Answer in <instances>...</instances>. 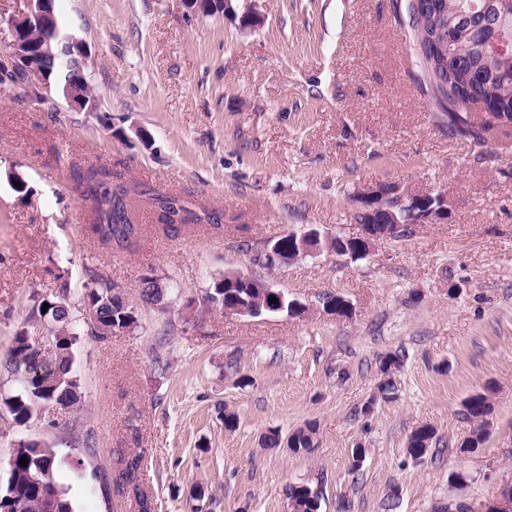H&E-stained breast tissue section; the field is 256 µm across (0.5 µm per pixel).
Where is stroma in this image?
Wrapping results in <instances>:
<instances>
[{
  "instance_id": "obj_1",
  "label": "stroma",
  "mask_w": 512,
  "mask_h": 512,
  "mask_svg": "<svg viewBox=\"0 0 512 512\" xmlns=\"http://www.w3.org/2000/svg\"><path fill=\"white\" fill-rule=\"evenodd\" d=\"M405 5L256 0L259 23L244 30L183 0H55L90 57L97 108L36 84L0 94V393L19 387L15 333L51 342L53 323L28 313L60 282L75 304L93 268L131 300L146 276L168 295L165 310L140 307L133 331L81 335V404L57 425L17 424L0 406V480L19 443L41 441L74 512H136L114 479L138 453L154 512H291L287 490L300 484L319 490L318 512H485L512 486V127L487 129L484 151L449 130ZM77 165L136 188L131 246L91 233ZM14 173L27 192L12 188ZM380 183L447 192V219L356 262L325 251L258 264L287 233L358 234L354 194ZM154 191L221 221L164 234ZM228 272L263 277L302 312L205 309ZM331 295L349 316L325 311ZM391 355L400 365L385 398ZM483 392L486 439L460 453L475 428L463 404ZM309 422L311 450L264 446L269 431L285 440ZM424 424L436 437L417 461L407 441Z\"/></svg>"
}]
</instances>
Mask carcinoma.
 Returning <instances> with one entry per match:
<instances>
[{"instance_id":"carcinoma-1","label":"carcinoma","mask_w":512,"mask_h":512,"mask_svg":"<svg viewBox=\"0 0 512 512\" xmlns=\"http://www.w3.org/2000/svg\"><path fill=\"white\" fill-rule=\"evenodd\" d=\"M416 54L425 81L430 84L435 104L448 113L450 127L469 136L479 147L487 146L481 131L491 127L483 119L475 122L473 103L484 101L492 107L491 116L512 123V50L502 52L491 48L495 40L512 41V0H437L416 14L408 7ZM39 64L56 90L64 87L61 61L54 55L41 57ZM85 184V200L89 202L90 230L100 242L128 247L140 234L134 223L130 197L133 189L124 183H112V171L104 166H89L80 174ZM156 215L157 227L168 234L178 230L165 211L179 200L163 192L149 196ZM95 287L86 289L82 306L97 311L102 324L129 327L138 324V308L112 304V283L99 276ZM165 296V289L141 282L139 298L153 304ZM48 310H43V304ZM49 320L55 326L51 358L43 361L26 332L14 336L10 363L23 371L20 388L3 399L18 424L42 420L44 408H69L80 402L79 383L72 373L73 346L77 343L82 318L72 308L70 288L60 283L55 294L35 300L28 320ZM26 457L27 465L20 464ZM142 457L135 455L121 460L123 468L115 477L119 490L133 493L138 512H152L153 505L138 483ZM56 452L39 441L21 443L14 449L7 464L6 481L0 484V512H46L47 497H55V512H72L71 503L54 480ZM292 507L310 512L311 500L318 494L306 486H290L287 491Z\"/></svg>"}]
</instances>
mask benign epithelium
I'll return each mask as SVG.
<instances>
[{"instance_id":"1","label":"benign epithelium","mask_w":512,"mask_h":512,"mask_svg":"<svg viewBox=\"0 0 512 512\" xmlns=\"http://www.w3.org/2000/svg\"><path fill=\"white\" fill-rule=\"evenodd\" d=\"M54 0H28V10L20 17H11L6 21L0 19V41L5 49L0 51V74H15L18 79L14 83H4L0 89L18 94L26 90L30 83L36 82L45 92H50L36 62L37 55L56 51V55L64 58L70 71L71 85L66 87L64 99L72 104L83 105L77 98L75 85L85 83L84 67L88 57L81 49L79 42L65 36L55 26ZM188 8L196 13L211 16L222 14L226 17H240L241 27L251 28L258 24L255 13L251 9L252 0H185ZM43 23L51 36L44 39L40 47H33L24 40L25 24ZM356 199L359 203L355 216L362 217L367 223L361 225V233L352 237H322L316 229H310L300 235L285 234L267 242L258 261L269 267L290 262L289 253L296 252V258L317 255L327 249L338 256L352 260L370 255L377 242L384 239H396L409 229L411 224H428L444 220L448 215V194L439 192L415 194L400 184H379L357 190ZM382 214L387 218L384 229L370 223V218ZM226 281L241 283L251 287L261 284L266 293L279 300H284L285 292L274 288L268 281L245 274L232 272L224 274Z\"/></svg>"}]
</instances>
